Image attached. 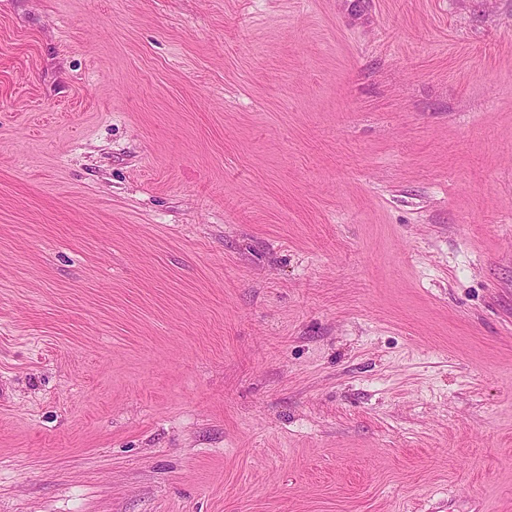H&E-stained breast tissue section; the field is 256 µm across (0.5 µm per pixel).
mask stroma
Here are the masks:
<instances>
[{
	"label": "stroma",
	"mask_w": 512,
	"mask_h": 512,
	"mask_svg": "<svg viewBox=\"0 0 512 512\" xmlns=\"http://www.w3.org/2000/svg\"><path fill=\"white\" fill-rule=\"evenodd\" d=\"M0 512H512V0H0Z\"/></svg>",
	"instance_id": "stroma-1"
}]
</instances>
